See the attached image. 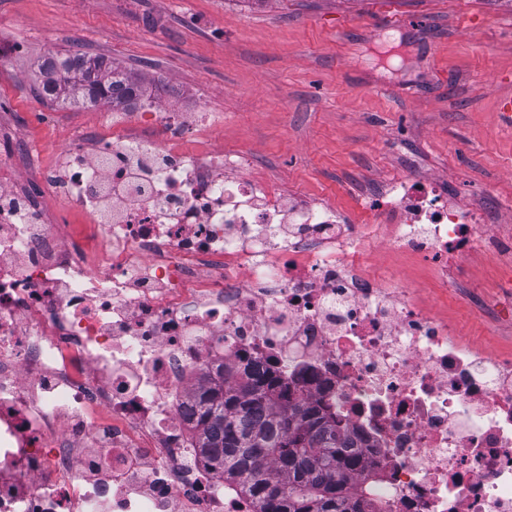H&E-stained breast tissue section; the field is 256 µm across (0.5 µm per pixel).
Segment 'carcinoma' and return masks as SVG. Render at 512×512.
<instances>
[{"mask_svg": "<svg viewBox=\"0 0 512 512\" xmlns=\"http://www.w3.org/2000/svg\"><path fill=\"white\" fill-rule=\"evenodd\" d=\"M41 68L40 95L61 106H132L142 89L127 71L79 52L54 54ZM276 379L260 370L227 373L194 392L198 448L255 512H373L349 483L361 450L333 413L274 397Z\"/></svg>", "mask_w": 512, "mask_h": 512, "instance_id": "obj_1", "label": "carcinoma"}]
</instances>
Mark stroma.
<instances>
[{"label":"stroma","instance_id":"obj_1","mask_svg":"<svg viewBox=\"0 0 512 512\" xmlns=\"http://www.w3.org/2000/svg\"><path fill=\"white\" fill-rule=\"evenodd\" d=\"M403 18L404 26L385 23ZM80 49L111 59L168 110L192 97L217 121L202 147L244 151L250 178L322 198L353 219L363 193L413 175L512 228V0H0V157L58 223L80 213L37 173L100 127L106 105L41 97L40 59ZM377 276L404 280L448 316L463 344L512 350V314L493 301L498 256L475 252L459 287L376 240Z\"/></svg>","mask_w":512,"mask_h":512}]
</instances>
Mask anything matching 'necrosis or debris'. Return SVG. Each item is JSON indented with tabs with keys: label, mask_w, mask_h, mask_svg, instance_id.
<instances>
[{
	"label": "necrosis or debris",
	"mask_w": 512,
	"mask_h": 512,
	"mask_svg": "<svg viewBox=\"0 0 512 512\" xmlns=\"http://www.w3.org/2000/svg\"><path fill=\"white\" fill-rule=\"evenodd\" d=\"M213 126L145 95L63 150L39 178L85 215L72 242L0 162V512H253L195 448L225 366L336 411L380 512H512V359L365 270L382 236L448 277L480 215L399 179L348 224L193 149Z\"/></svg>",
	"instance_id": "1"
}]
</instances>
